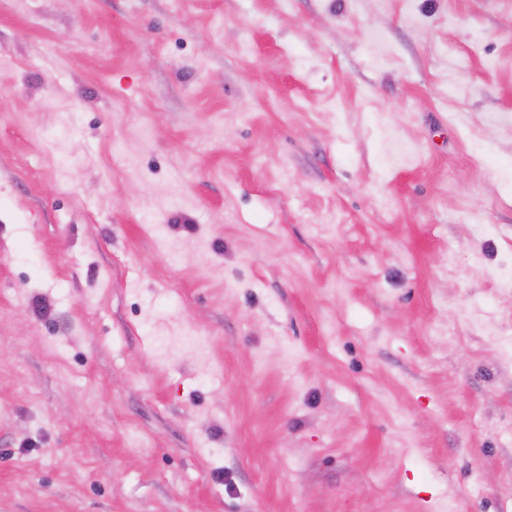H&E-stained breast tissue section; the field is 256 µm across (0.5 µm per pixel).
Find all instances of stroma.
Segmentation results:
<instances>
[{"mask_svg": "<svg viewBox=\"0 0 512 512\" xmlns=\"http://www.w3.org/2000/svg\"><path fill=\"white\" fill-rule=\"evenodd\" d=\"M510 268L512 0H0V512H512Z\"/></svg>", "mask_w": 512, "mask_h": 512, "instance_id": "stroma-1", "label": "stroma"}]
</instances>
